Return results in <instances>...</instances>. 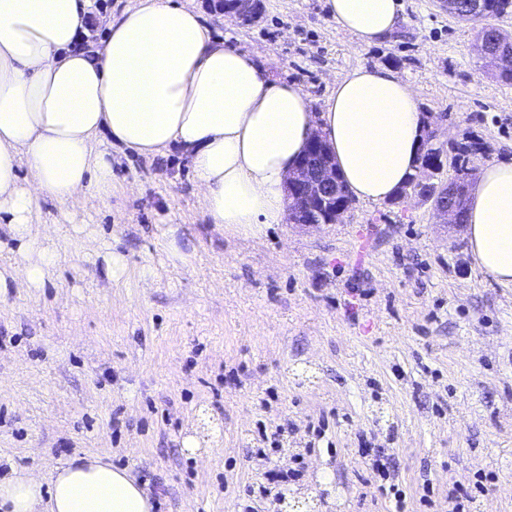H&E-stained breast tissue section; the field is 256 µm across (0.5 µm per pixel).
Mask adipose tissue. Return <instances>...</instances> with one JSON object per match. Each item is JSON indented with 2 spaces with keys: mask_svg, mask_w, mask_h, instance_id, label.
I'll return each instance as SVG.
<instances>
[{
  "mask_svg": "<svg viewBox=\"0 0 512 512\" xmlns=\"http://www.w3.org/2000/svg\"><path fill=\"white\" fill-rule=\"evenodd\" d=\"M357 45L391 39L400 0H326ZM91 0H0V223L17 263L0 295L40 288L59 262L35 231L42 203L78 206L112 195V146L150 158L179 145L211 223L246 236L283 223L286 181L314 133L358 200L396 195L417 166L421 116L404 77L353 69L314 112L301 86L274 80L251 55L212 36L186 0H132L83 41ZM477 267L512 284V160L486 163L467 202ZM127 469L74 458L49 480H0V512H152Z\"/></svg>",
  "mask_w": 512,
  "mask_h": 512,
  "instance_id": "obj_1",
  "label": "adipose tissue"
}]
</instances>
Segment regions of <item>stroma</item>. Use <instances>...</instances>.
I'll return each instance as SVG.
<instances>
[{
	"label": "stroma",
	"mask_w": 512,
	"mask_h": 512,
	"mask_svg": "<svg viewBox=\"0 0 512 512\" xmlns=\"http://www.w3.org/2000/svg\"><path fill=\"white\" fill-rule=\"evenodd\" d=\"M402 3L400 31L362 48L326 0H262L250 25L193 0L314 111L349 71L387 65L420 111L447 113L442 142L511 160L512 85L483 68L478 24ZM112 173L108 200L42 205L59 263L0 296V478L87 454L144 482L155 512H392L371 446L406 512H448L478 482L480 512H512V284L477 268L463 228L357 200L340 223L246 237L209 222L178 150L113 148ZM100 247L123 257L118 279ZM272 463L300 473L281 498L259 494Z\"/></svg>",
	"instance_id": "35a3bbf8"
}]
</instances>
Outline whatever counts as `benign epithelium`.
Listing matches in <instances>:
<instances>
[{"mask_svg":"<svg viewBox=\"0 0 512 512\" xmlns=\"http://www.w3.org/2000/svg\"><path fill=\"white\" fill-rule=\"evenodd\" d=\"M253 0H211L212 8L220 14H231L244 24L257 21L258 13L252 9ZM512 43V37L499 30L492 36L482 35L478 52L489 55L491 50H501ZM448 161L447 150L437 143L434 115L423 114V137L418 165L413 179L422 186L438 181L439 168ZM287 193L290 199L288 220L303 227L335 224L350 208L344 197L340 176L336 173L333 155L327 151L322 137L314 135L311 149L298 162L296 171L288 178ZM466 192L455 185L442 183L436 186L428 204L442 224L457 223L456 210L464 203Z\"/></svg>","mask_w":512,"mask_h":512,"instance_id":"obj_1","label":"benign epithelium"}]
</instances>
